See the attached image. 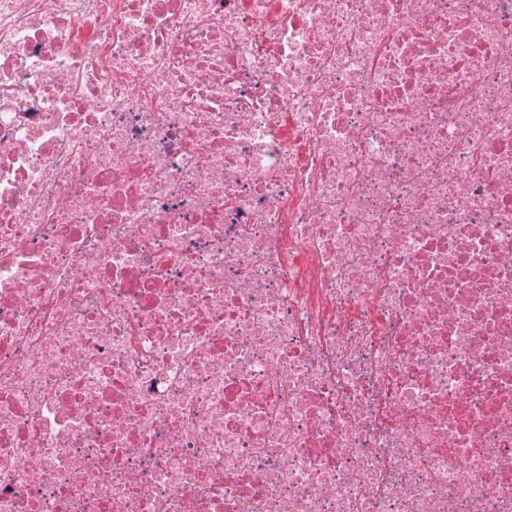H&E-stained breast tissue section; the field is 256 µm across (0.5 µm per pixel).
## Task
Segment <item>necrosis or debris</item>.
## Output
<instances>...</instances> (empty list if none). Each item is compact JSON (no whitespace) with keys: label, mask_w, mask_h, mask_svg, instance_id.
Here are the masks:
<instances>
[{"label":"necrosis or debris","mask_w":512,"mask_h":512,"mask_svg":"<svg viewBox=\"0 0 512 512\" xmlns=\"http://www.w3.org/2000/svg\"><path fill=\"white\" fill-rule=\"evenodd\" d=\"M0 512H512V0H0Z\"/></svg>","instance_id":"1"}]
</instances>
